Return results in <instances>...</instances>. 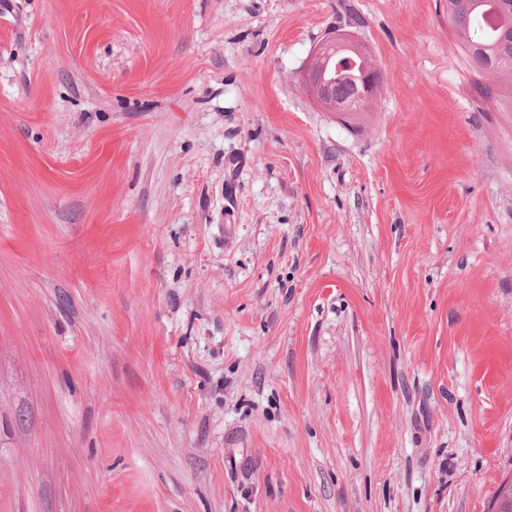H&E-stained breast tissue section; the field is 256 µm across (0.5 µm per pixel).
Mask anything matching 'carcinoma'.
Wrapping results in <instances>:
<instances>
[{"label":"carcinoma","mask_w":512,"mask_h":512,"mask_svg":"<svg viewBox=\"0 0 512 512\" xmlns=\"http://www.w3.org/2000/svg\"><path fill=\"white\" fill-rule=\"evenodd\" d=\"M512 15V0H448V24L456 41L491 82L507 81L512 92V24L500 21L501 10ZM377 71L369 55L345 49L329 60L326 77L334 78L335 101L349 96L362 73ZM494 512H512V479L492 496Z\"/></svg>","instance_id":"obj_1"}]
</instances>
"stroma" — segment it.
Here are the masks:
<instances>
[{"mask_svg": "<svg viewBox=\"0 0 512 512\" xmlns=\"http://www.w3.org/2000/svg\"><path fill=\"white\" fill-rule=\"evenodd\" d=\"M346 31L361 127L300 83ZM448 0H0V512H489L512 100Z\"/></svg>", "mask_w": 512, "mask_h": 512, "instance_id": "1", "label": "stroma"}]
</instances>
